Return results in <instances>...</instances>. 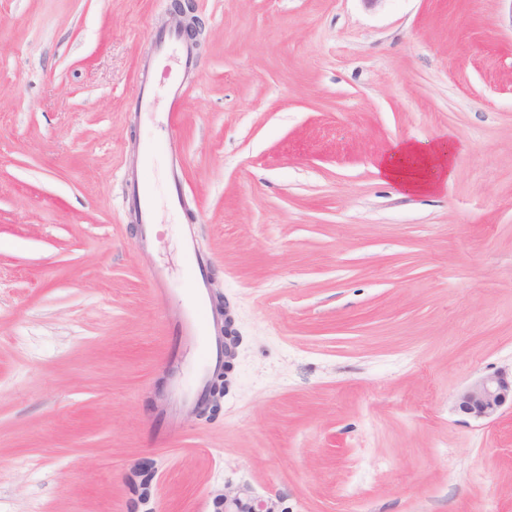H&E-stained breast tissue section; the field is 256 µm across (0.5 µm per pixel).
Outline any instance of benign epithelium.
<instances>
[{"label": "benign epithelium", "mask_w": 512, "mask_h": 512, "mask_svg": "<svg viewBox=\"0 0 512 512\" xmlns=\"http://www.w3.org/2000/svg\"><path fill=\"white\" fill-rule=\"evenodd\" d=\"M169 12L184 39L192 46L200 45L203 30L200 19L195 15L194 0H171ZM215 310L224 316V374L210 386L207 404L209 410L220 406L221 399L229 392V374L240 345V336L233 328V317L223 298H215ZM506 408L512 410V376L504 373L488 374L474 379L459 391L455 399L457 412L478 419H494ZM135 498L138 505L143 507L142 512H159L156 509L153 484H143L141 492L135 494ZM286 501L285 494L261 498L254 495L249 486L240 485L224 490L216 512H290L285 506Z\"/></svg>", "instance_id": "1"}]
</instances>
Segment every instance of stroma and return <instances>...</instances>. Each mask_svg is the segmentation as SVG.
Returning a JSON list of instances; mask_svg holds the SVG:
<instances>
[{
    "instance_id": "1",
    "label": "stroma",
    "mask_w": 512,
    "mask_h": 512,
    "mask_svg": "<svg viewBox=\"0 0 512 512\" xmlns=\"http://www.w3.org/2000/svg\"><path fill=\"white\" fill-rule=\"evenodd\" d=\"M169 4L0 0V512H128L140 469L165 512L242 483L290 512H512V412L454 409L512 371V0H195L172 132ZM440 138L438 192L379 173L393 144ZM191 223L243 341L220 412L165 436L148 275L185 287ZM183 171L182 168L169 165L167 171L168 183V203L171 209L179 210L182 208L183 191H182ZM127 199L139 215L142 233L140 238L141 247L151 249L154 245L152 235L154 203L151 187L140 186L138 181L130 182L127 189Z\"/></svg>"
}]
</instances>
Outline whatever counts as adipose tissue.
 I'll return each mask as SVG.
<instances>
[{
  "mask_svg": "<svg viewBox=\"0 0 512 512\" xmlns=\"http://www.w3.org/2000/svg\"><path fill=\"white\" fill-rule=\"evenodd\" d=\"M454 150L446 143L422 145L404 142L395 146L384 160L385 178L409 192H431L446 181L452 171Z\"/></svg>",
  "mask_w": 512,
  "mask_h": 512,
  "instance_id": "ef3b65f1",
  "label": "adipose tissue"
}]
</instances>
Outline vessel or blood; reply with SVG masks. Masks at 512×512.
<instances>
[{
	"label": "vessel or blood",
	"mask_w": 512,
	"mask_h": 512,
	"mask_svg": "<svg viewBox=\"0 0 512 512\" xmlns=\"http://www.w3.org/2000/svg\"><path fill=\"white\" fill-rule=\"evenodd\" d=\"M164 54L177 56L181 75L172 77L169 82L168 110L165 114L167 126H174L178 120L180 103L185 93L184 71L193 67V52L182 36L175 31H164L158 35ZM183 171L177 166H169L167 171L168 203L171 209L182 207ZM127 199L135 208L142 226L140 244L149 249L154 245L152 235L154 203L150 186L130 182ZM182 248L189 269L195 276L184 297L179 302H171L172 290L169 275L164 268H153L149 281L157 299L166 302V322L176 346L187 347V354H175L174 359L185 370L186 380L176 381L170 393L156 406L155 415L159 421L174 425L179 410L193 411L205 404L211 382L224 367V333L216 321L210 305V284L206 274L207 256L199 242V232L195 225H185L182 233Z\"/></svg>",
	"instance_id": "1"
}]
</instances>
